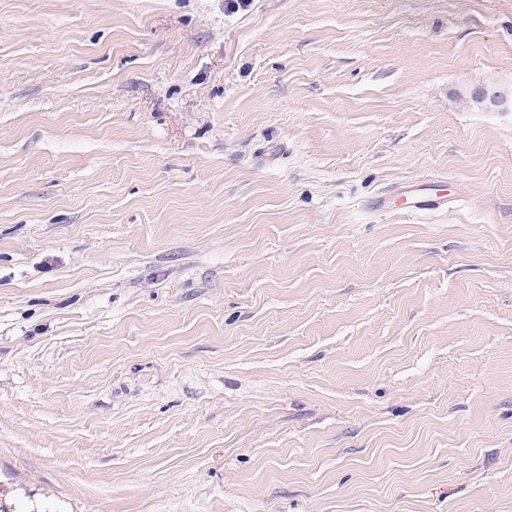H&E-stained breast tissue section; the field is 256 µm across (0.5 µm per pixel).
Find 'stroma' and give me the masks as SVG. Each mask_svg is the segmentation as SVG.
Returning <instances> with one entry per match:
<instances>
[{"instance_id":"obj_1","label":"stroma","mask_w":512,"mask_h":512,"mask_svg":"<svg viewBox=\"0 0 512 512\" xmlns=\"http://www.w3.org/2000/svg\"><path fill=\"white\" fill-rule=\"evenodd\" d=\"M476 85L512 0H0V506L512 512ZM430 190V186L408 183L398 188L394 195L387 193L377 195L373 201V206L375 209H387L391 206L390 200L398 197L399 204L396 210L412 215L435 209L436 204L447 202L446 196L433 194Z\"/></svg>"}]
</instances>
